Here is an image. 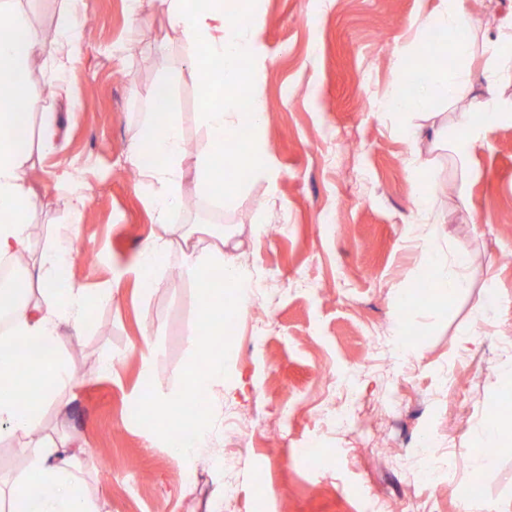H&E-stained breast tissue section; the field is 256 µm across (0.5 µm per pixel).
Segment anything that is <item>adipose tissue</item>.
<instances>
[{"instance_id":"1","label":"adipose tissue","mask_w":512,"mask_h":512,"mask_svg":"<svg viewBox=\"0 0 512 512\" xmlns=\"http://www.w3.org/2000/svg\"><path fill=\"white\" fill-rule=\"evenodd\" d=\"M14 0H0V260L23 259L31 251L32 216L37 194L28 178L34 147L30 135L31 112L37 100L28 94L33 63L44 50V43L27 19L13 8ZM486 32L482 41L474 39V18L469 0H441L430 26L442 33L445 59L433 60L424 70L423 80L413 93L391 97L387 107L397 113L423 111L425 123L416 135L440 140L441 129L434 113L425 111L432 99L453 103L473 89L468 70L462 69L475 46L501 69H512V54L503 51L512 44V21L499 18V0H482ZM134 18L145 10L162 9L172 30L185 49L186 60L196 75L205 105L197 114L204 130L194 153H187L178 113L172 110L169 83H158L152 93L151 111L132 130L128 159L145 185L153 187L151 204L159 232L145 247L135 274L146 286H153L171 249L181 255V271L201 289L199 322L217 323L223 307L210 301L211 295L231 291L236 309L248 308L255 284L228 246L235 235L230 225L205 227L208 242L198 246L190 233L182 231L171 217L183 207L182 164L186 155L194 157V176L201 195L221 204H232L223 188L228 175L226 156L241 152L249 159L255 174L271 178L275 168L262 139L264 107L259 98L242 105L239 90L250 82L249 67L261 62L258 27L242 29L230 20L228 0H132ZM512 122V99L474 100L472 109L458 113L460 134L447 147L459 164H466L475 144L502 122ZM250 130L247 145H240L242 130ZM73 238L59 233L41 251L33 266L31 281L36 292L21 289L19 294L0 295V306L10 314L7 334L0 336V378H10L16 388L13 396H0V440L15 436L32 439L40 448L26 469L0 485V503L12 512H105L99 501L83 489V470L71 444L61 445L35 438V412L38 404L51 400L52 386L75 387L76 380L60 353L64 336H78L86 327V312L93 301L108 302L111 291L91 296L85 288L69 280L64 260ZM464 254L447 257L443 250L428 251V262L421 276L430 278L435 302L444 304L466 288ZM23 341L38 350L24 367H17L14 344ZM226 358L223 352L206 351L199 363L190 365L177 397L145 386L140 397L169 437L175 455L190 457L211 438L209 427L186 418L185 407L197 394L224 388Z\"/></svg>"}]
</instances>
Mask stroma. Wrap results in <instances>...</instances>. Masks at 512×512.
<instances>
[{"label":"stroma","instance_id":"stroma-1","mask_svg":"<svg viewBox=\"0 0 512 512\" xmlns=\"http://www.w3.org/2000/svg\"><path fill=\"white\" fill-rule=\"evenodd\" d=\"M440 0H258L263 68L250 86L265 108L273 180L243 173L231 208L200 198L192 159H185L183 197L198 200L173 221L254 224L240 263L257 281L253 308L238 315L227 347L224 387L234 398L212 400L211 440L179 459L139 392L144 378L169 393L198 360L201 293L173 277L171 257L153 288L133 268L157 230L150 191L126 161L131 128L142 121L150 92L165 80L182 114L184 138L198 141L197 79L184 48L159 11L134 21L128 0H83L97 26L83 32L82 52L58 68L44 47L30 93L61 84L33 118V140L54 132L61 148L33 154L29 176L42 228L40 252L72 223L68 273L90 294L122 287L89 313L94 329L66 339L62 354L78 382L42 404V436L81 446L84 487L109 512H207L224 486L237 505L224 512H512V451L476 470L469 448L492 421L502 371L512 364V124L476 145L467 168L446 150L429 153L447 223L437 235L470 258L469 286L447 305L401 307L426 262L427 226L413 225L419 152L407 130L417 117L379 108L404 90L407 69L427 59V20ZM477 94L512 98V75L483 51L468 62ZM70 171L85 206L71 222ZM159 349L145 363V346ZM115 361L111 371L102 357ZM65 410H58V402ZM257 420L259 429L227 438L226 415ZM389 452H382L378 439ZM453 456L452 470L432 463ZM195 473L186 483L184 473ZM477 481L475 497L459 485Z\"/></svg>","mask_w":512,"mask_h":512}]
</instances>
